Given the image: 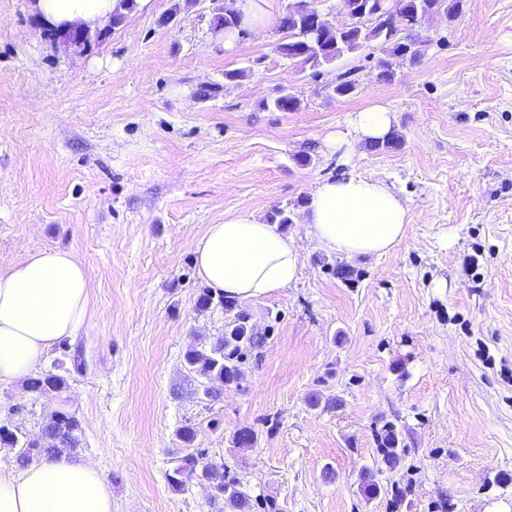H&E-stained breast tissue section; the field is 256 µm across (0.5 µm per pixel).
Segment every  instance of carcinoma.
<instances>
[{"label":"carcinoma","mask_w":512,"mask_h":512,"mask_svg":"<svg viewBox=\"0 0 512 512\" xmlns=\"http://www.w3.org/2000/svg\"><path fill=\"white\" fill-rule=\"evenodd\" d=\"M400 18L390 20L383 25L362 30L352 28L340 30L328 27L322 21H316L309 15L288 12L278 19L277 26L288 36V54L308 64L316 74L321 68L341 60L348 55H359L365 48L377 50V78L382 82H391L396 77L392 69L394 61L401 60L410 65L419 63L425 47L415 43L410 36L402 33V27L436 10H443L448 17H453L459 10L460 0H400ZM323 29L322 43L314 47L303 34L313 25ZM334 95L347 97L357 90L355 71L336 69L333 78ZM299 107V99L286 88L280 89L278 95L261 103L264 110L294 112ZM404 143L403 135L393 130L391 135L382 140L371 142L368 148L374 151L399 149ZM306 198L298 199L292 207H276L267 216V223L276 224L285 229L293 223L295 209L304 206ZM200 313L220 307L224 310V335L209 345H192L183 355L185 370L197 380V394L200 399L214 401L218 399L223 386L237 384L244 379L249 361L259 359L266 343L265 336L253 332L252 314L238 299L215 294L208 288L200 289L195 304ZM208 382L209 390H203V382ZM66 385V378L53 371L43 372L27 379L25 388L30 393L48 394L59 392ZM41 431L44 436L19 437L18 430L5 425L0 426V446H21L16 462L25 467L33 460L61 455L79 445L81 441V424L72 413L55 410L45 420ZM200 478L207 482L210 489L209 503L213 506L223 503L233 512H273V503L266 500L251 499L241 489V481L236 473L224 464L205 460L201 451L189 453L178 460L168 473V482L175 490L182 489L187 482Z\"/></svg>","instance_id":"obj_1"}]
</instances>
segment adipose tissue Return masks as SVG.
Wrapping results in <instances>:
<instances>
[{
    "instance_id": "1",
    "label": "adipose tissue",
    "mask_w": 512,
    "mask_h": 512,
    "mask_svg": "<svg viewBox=\"0 0 512 512\" xmlns=\"http://www.w3.org/2000/svg\"><path fill=\"white\" fill-rule=\"evenodd\" d=\"M31 11L60 30L105 27L124 0H32ZM394 114L376 106L355 113L349 131L326 136L333 150L384 139ZM302 218L326 249L385 255L404 237L407 206L383 184L353 176L323 180ZM196 271L214 292L241 300L284 288L298 274L292 237L244 212L208 225L193 248ZM89 305L84 264L69 250L45 248L0 267V380L23 381L56 344L77 336ZM0 512H112L110 489L91 463L68 454L31 462L19 475L0 474Z\"/></svg>"
}]
</instances>
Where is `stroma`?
<instances>
[{
	"instance_id": "obj_1",
	"label": "stroma",
	"mask_w": 512,
	"mask_h": 512,
	"mask_svg": "<svg viewBox=\"0 0 512 512\" xmlns=\"http://www.w3.org/2000/svg\"><path fill=\"white\" fill-rule=\"evenodd\" d=\"M28 4L0 0V263L72 250L90 300L79 335L39 364L63 359L65 388L0 381V425L32 436L51 411L74 413L75 455L102 472L112 512H215L203 482L167 480L196 450L279 512H512V0L424 21L430 46L392 82L357 58L342 98L323 89L334 67L319 79L276 53L274 27L225 46L211 0H151L75 47L44 38ZM239 68L249 76L225 81ZM284 86L300 109L262 110ZM375 105L394 113L400 149L325 147ZM342 174L393 191L405 237L349 257L289 225L296 280L246 303L267 338L259 363L201 401L183 353L223 336L224 312L195 308L194 242ZM185 424L193 443L176 435ZM242 428L254 447L234 445Z\"/></svg>"
}]
</instances>
